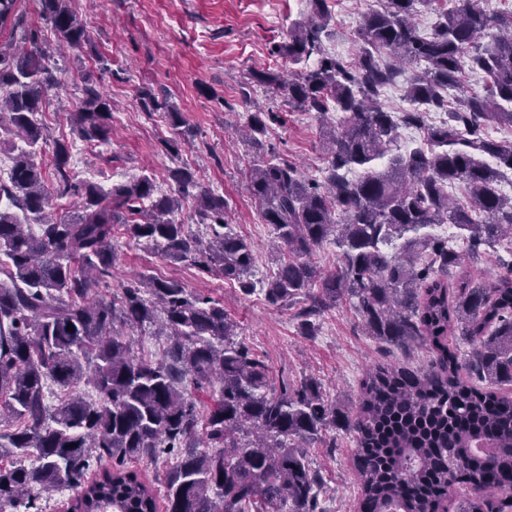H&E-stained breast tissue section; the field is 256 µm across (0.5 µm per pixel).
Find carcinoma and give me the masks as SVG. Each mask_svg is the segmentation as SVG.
I'll return each instance as SVG.
<instances>
[{
    "label": "carcinoma",
    "mask_w": 512,
    "mask_h": 512,
    "mask_svg": "<svg viewBox=\"0 0 512 512\" xmlns=\"http://www.w3.org/2000/svg\"><path fill=\"white\" fill-rule=\"evenodd\" d=\"M325 0H313L311 18L288 31L278 53L298 62L319 55L298 76L267 72L259 80L288 94L296 109L323 116L341 112L326 136L322 180L306 178L283 160L265 161L250 175L249 189L262 218L284 252L265 282V298L282 306L302 297L305 334L340 301L360 315L368 335L397 346H430V369L379 368L362 383L359 411L351 415L325 400L322 385L306 379L268 393L269 368L232 339L224 305L194 294L174 280L144 278L109 299L92 292L112 278L114 228L131 240L160 248L169 258L218 273L250 294L254 247L228 226L224 196L199 188L194 173L176 168L170 177L181 194L193 195L208 241L173 219L178 199L156 197L143 175L103 188L76 182L70 148L54 142L58 193L79 198L76 212L54 218L42 169L34 161L47 143L37 115L55 77L51 55L35 41L0 44V130L23 146L13 152L8 182L0 184V421H19L0 442L36 457L0 467V512H32L41 493L78 490L74 512H323L321 479L301 444L319 439L327 426L353 433L360 484L358 512H448L449 489L467 484L478 495L456 512H512V262L486 281L449 270L463 253L448 239L423 229L450 224L461 231L466 254L512 239V196L499 188L512 170V144L483 134L489 123L512 127V12L489 13L480 0H454L433 33L420 35L417 0H382L356 34L354 65L324 52ZM40 16L59 43L78 45L86 30L69 0H40ZM20 26L18 0H0V18ZM496 31L492 42L480 39ZM389 60L381 59V53ZM425 64L406 97L424 110L395 117L379 104L397 65ZM482 71L483 94L448 98L465 69ZM448 110V121L424 124L429 108ZM110 101L86 86L70 120L85 141L106 142L112 132ZM270 113L249 114L254 142L265 135ZM423 131L424 145L370 168L389 150L399 125ZM361 167L363 173L349 176ZM463 186L466 202L448 197ZM400 240L397 252L386 246ZM340 250L336 271L325 273L307 257L325 242ZM163 314L169 337L158 361L135 356L124 329L156 322ZM73 329H68V326ZM471 345L461 362L448 337ZM86 381L89 401L67 395L50 408L44 388L62 390ZM221 384L204 417L186 395ZM205 430L212 451L175 456L165 477L164 505L130 468L171 455ZM113 467L86 481L92 457Z\"/></svg>",
    "instance_id": "1"
}]
</instances>
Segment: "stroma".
Here are the masks:
<instances>
[{
	"label": "stroma",
	"mask_w": 512,
	"mask_h": 512,
	"mask_svg": "<svg viewBox=\"0 0 512 512\" xmlns=\"http://www.w3.org/2000/svg\"><path fill=\"white\" fill-rule=\"evenodd\" d=\"M87 39L56 57L57 82L46 94L42 112L51 139L36 155L45 184L54 195L58 214H71L75 197L57 195L53 140L81 145L70 122L85 85L116 102L108 142L92 146L81 160L70 163L75 180L109 186L151 176L157 189L177 195L172 169H191L198 184L223 195L227 220L235 233L255 249L252 294L189 264L164 257L154 246L115 236V265L109 287L96 289L107 297L141 276L174 279L224 305L235 322V341L248 346L269 368L270 388L321 381L326 398L349 413L359 408L361 384L378 366L427 371L432 355L425 346L400 348L367 335L358 313L343 303L318 318L311 336L302 335L297 313L300 302L277 308L262 288L275 268L270 248L274 238L260 207L247 190L254 164L280 159L295 164L310 178H321L326 157L320 132L336 122L338 113L292 108L286 95L260 85L257 74L281 70L301 72L314 58L296 63L274 54L294 24L307 21L310 0H69ZM329 34L326 53L354 64L361 16L382 7L381 0H326ZM154 98L157 108L146 107ZM270 112L262 146L237 134L253 104ZM181 112L185 134H175L168 110ZM353 434L327 428L321 439L307 444V460L322 480L323 512H356L358 485L353 463Z\"/></svg>",
	"instance_id": "stroma-1"
}]
</instances>
